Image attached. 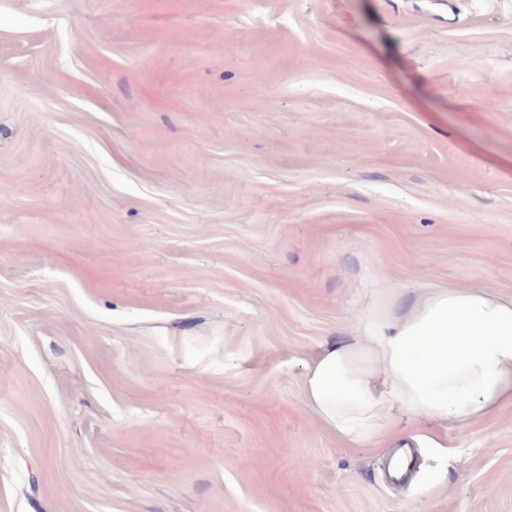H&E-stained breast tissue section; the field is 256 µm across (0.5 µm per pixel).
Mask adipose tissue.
Masks as SVG:
<instances>
[{
    "label": "adipose tissue",
    "mask_w": 512,
    "mask_h": 512,
    "mask_svg": "<svg viewBox=\"0 0 512 512\" xmlns=\"http://www.w3.org/2000/svg\"><path fill=\"white\" fill-rule=\"evenodd\" d=\"M303 397L341 438L394 448L429 444L409 422L444 426L512 407V298L443 288L401 315L379 308L360 336L321 347Z\"/></svg>",
    "instance_id": "obj_1"
}]
</instances>
